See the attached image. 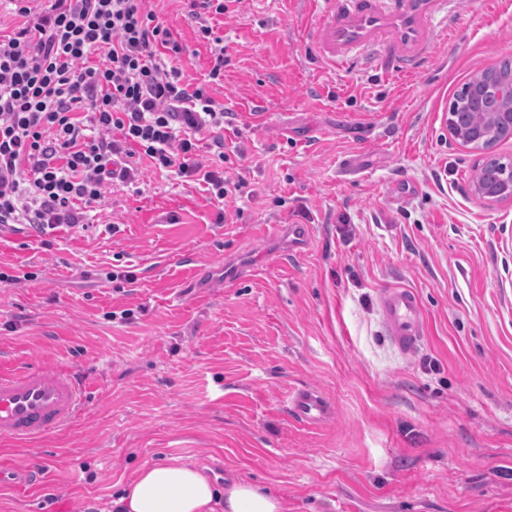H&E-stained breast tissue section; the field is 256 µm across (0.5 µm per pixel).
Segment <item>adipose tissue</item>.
<instances>
[{
    "label": "adipose tissue",
    "mask_w": 512,
    "mask_h": 512,
    "mask_svg": "<svg viewBox=\"0 0 512 512\" xmlns=\"http://www.w3.org/2000/svg\"><path fill=\"white\" fill-rule=\"evenodd\" d=\"M114 512H281L259 485L236 481L217 490L205 468L171 460L142 467L112 502Z\"/></svg>",
    "instance_id": "obj_1"
}]
</instances>
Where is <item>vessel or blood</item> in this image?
I'll use <instances>...</instances> for the list:
<instances>
[{
  "instance_id": "vessel-or-blood-1",
  "label": "vessel or blood",
  "mask_w": 512,
  "mask_h": 512,
  "mask_svg": "<svg viewBox=\"0 0 512 512\" xmlns=\"http://www.w3.org/2000/svg\"><path fill=\"white\" fill-rule=\"evenodd\" d=\"M452 0H327L315 31L314 52L332 67L353 62L391 75L419 72L430 56L440 18L451 17ZM379 307L386 331L402 353L415 352L426 330L416 292L390 287ZM86 389L68 370L0 367V438H39L66 427L79 414ZM287 409L302 423L325 419L331 407L316 389L289 393Z\"/></svg>"
}]
</instances>
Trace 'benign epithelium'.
<instances>
[{"instance_id":"7a95c632","label":"benign epithelium","mask_w":512,"mask_h":512,"mask_svg":"<svg viewBox=\"0 0 512 512\" xmlns=\"http://www.w3.org/2000/svg\"><path fill=\"white\" fill-rule=\"evenodd\" d=\"M479 119L469 128L450 129L455 139L474 149H484L493 137H512V96L504 97L503 82L491 73L481 74L476 81Z\"/></svg>"}]
</instances>
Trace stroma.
<instances>
[{
  "label": "stroma",
  "instance_id": "obj_1",
  "mask_svg": "<svg viewBox=\"0 0 512 512\" xmlns=\"http://www.w3.org/2000/svg\"><path fill=\"white\" fill-rule=\"evenodd\" d=\"M150 6L228 111L224 175L247 188L219 202L144 158L86 229L0 231V352L87 387L65 430L0 440V463L46 471L0 487V512H112L174 458L282 512H512V200L474 196L486 155L448 129L460 87L512 57V0H454L411 76L317 60L325 0H230L218 81L185 0ZM391 285L425 314L410 355L379 310ZM302 387L325 421L287 413ZM287 410L297 421L310 424L325 419L331 407L319 390L303 388L288 394Z\"/></svg>",
  "mask_w": 512,
  "mask_h": 512
}]
</instances>
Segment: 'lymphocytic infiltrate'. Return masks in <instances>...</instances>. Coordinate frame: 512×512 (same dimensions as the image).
I'll use <instances>...</instances> for the list:
<instances>
[{"label":"lymphocytic infiltrate","instance_id":"1","mask_svg":"<svg viewBox=\"0 0 512 512\" xmlns=\"http://www.w3.org/2000/svg\"><path fill=\"white\" fill-rule=\"evenodd\" d=\"M11 2L24 22L0 34V229L82 228L109 185L138 181L144 157L219 201L245 189L224 176L220 135L215 161L200 160L199 136L223 129L224 107L185 82L182 48L145 0ZM226 9L225 0H189L214 80L224 48L208 18Z\"/></svg>","mask_w":512,"mask_h":512}]
</instances>
